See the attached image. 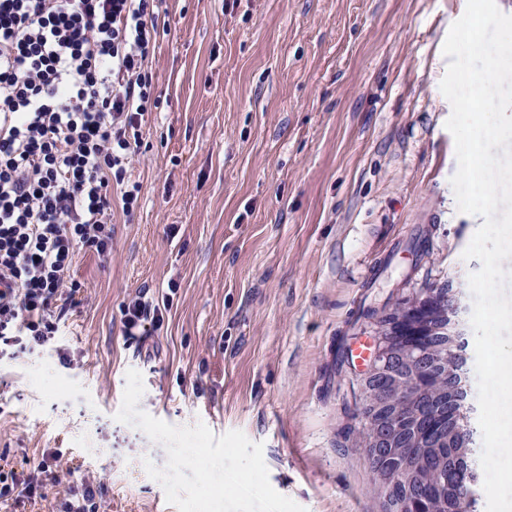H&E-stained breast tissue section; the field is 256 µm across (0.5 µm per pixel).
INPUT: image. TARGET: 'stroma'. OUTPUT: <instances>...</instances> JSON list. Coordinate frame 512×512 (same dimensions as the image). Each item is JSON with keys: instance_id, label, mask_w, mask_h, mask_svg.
Listing matches in <instances>:
<instances>
[{"instance_id": "obj_1", "label": "stroma", "mask_w": 512, "mask_h": 512, "mask_svg": "<svg viewBox=\"0 0 512 512\" xmlns=\"http://www.w3.org/2000/svg\"><path fill=\"white\" fill-rule=\"evenodd\" d=\"M152 68L159 105L132 177L142 206L112 204L108 259L80 252L81 304L60 351L0 348V460L59 449L47 499L73 482L104 512H177L146 463L165 448L118 422L126 373L139 407L175 426L239 430L263 446L272 487L306 512H384L356 423L367 363L353 359L404 291L466 282L481 225L459 212L440 90L443 45L466 0H165ZM427 230L429 255L407 245ZM176 290H169V283ZM170 300L160 331L122 333L136 292ZM98 430L102 454L83 444Z\"/></svg>"}]
</instances>
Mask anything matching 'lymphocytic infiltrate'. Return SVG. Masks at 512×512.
I'll use <instances>...</instances> for the list:
<instances>
[{"label": "lymphocytic infiltrate", "mask_w": 512, "mask_h": 512, "mask_svg": "<svg viewBox=\"0 0 512 512\" xmlns=\"http://www.w3.org/2000/svg\"><path fill=\"white\" fill-rule=\"evenodd\" d=\"M163 0H0V340L53 349L76 304L79 252L108 258L112 201L141 203L130 169L156 109L150 60ZM164 309L138 293L123 333L160 329ZM62 453L0 471V500L44 497Z\"/></svg>", "instance_id": "obj_1"}]
</instances>
